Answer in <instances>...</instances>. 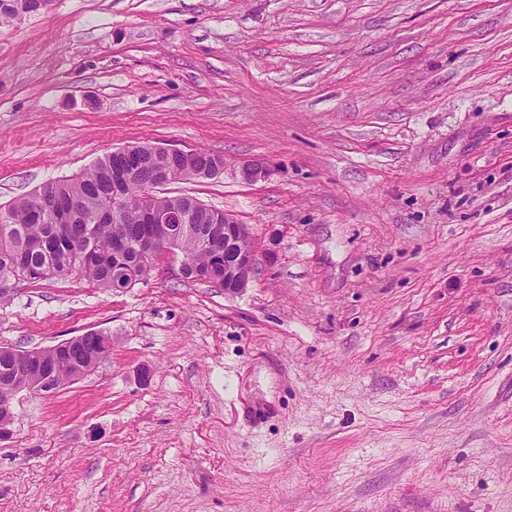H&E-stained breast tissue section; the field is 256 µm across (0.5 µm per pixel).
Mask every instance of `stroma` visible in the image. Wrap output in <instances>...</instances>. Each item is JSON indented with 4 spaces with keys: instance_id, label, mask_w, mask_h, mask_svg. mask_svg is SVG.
I'll list each match as a JSON object with an SVG mask.
<instances>
[{
    "instance_id": "35a3bbf8",
    "label": "stroma",
    "mask_w": 512,
    "mask_h": 512,
    "mask_svg": "<svg viewBox=\"0 0 512 512\" xmlns=\"http://www.w3.org/2000/svg\"><path fill=\"white\" fill-rule=\"evenodd\" d=\"M138 143L248 225L241 293L72 275L0 345L112 338L12 402L0 512H512V0H54L0 23V206ZM149 378H141L140 367ZM236 178L246 183H257L266 180L271 175L267 162L261 160H247L233 168Z\"/></svg>"
}]
</instances>
